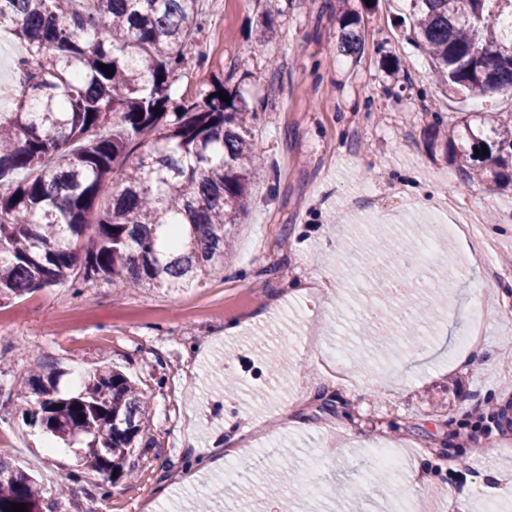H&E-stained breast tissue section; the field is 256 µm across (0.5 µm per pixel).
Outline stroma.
<instances>
[{
  "instance_id": "stroma-1",
  "label": "stroma",
  "mask_w": 512,
  "mask_h": 512,
  "mask_svg": "<svg viewBox=\"0 0 512 512\" xmlns=\"http://www.w3.org/2000/svg\"><path fill=\"white\" fill-rule=\"evenodd\" d=\"M358 9L364 51L336 52V17ZM402 0H202L176 97L194 99L213 77L241 91L257 118L263 162L235 225L223 270L178 290L124 291L99 281L0 302V458L39 473L45 500L72 485L65 512H468L512 496L489 475L512 476V424L472 428L481 409L512 407V185L465 176L430 144L434 115L498 111L448 95L398 25ZM272 12L273 33L257 20ZM406 65L392 77L384 59ZM474 223L451 237L458 211ZM437 245L422 269L409 245ZM307 293L289 295L293 280ZM425 319L409 333L406 294ZM485 321L474 348L462 334ZM344 357L346 380L336 377ZM65 373L113 367L147 401V444L132 474L113 482L82 470L76 446L47 451L16 385L44 360ZM283 360L280 370L272 363ZM302 427L289 424V416ZM243 453L217 467L227 431ZM389 448L398 469L376 467Z\"/></svg>"
}]
</instances>
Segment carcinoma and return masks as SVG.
I'll use <instances>...</instances> for the list:
<instances>
[{
    "label": "carcinoma",
    "mask_w": 512,
    "mask_h": 512,
    "mask_svg": "<svg viewBox=\"0 0 512 512\" xmlns=\"http://www.w3.org/2000/svg\"><path fill=\"white\" fill-rule=\"evenodd\" d=\"M407 36L451 94H512V0H407ZM201 0H0V43L12 60L0 111V301L99 279L115 288H186L224 268L231 227L262 149L249 105L219 78L193 100L174 77ZM357 11L337 19L336 48L361 53ZM108 66L103 70L98 64ZM223 92L230 101L217 94ZM486 145L488 154H475ZM452 160L479 178L512 176V125L473 112L448 130ZM25 393L30 422L85 444L89 475L121 477L143 438L144 394L112 368L64 394L47 361ZM39 480L0 460V512H62Z\"/></svg>",
    "instance_id": "cac0c4a2"
}]
</instances>
